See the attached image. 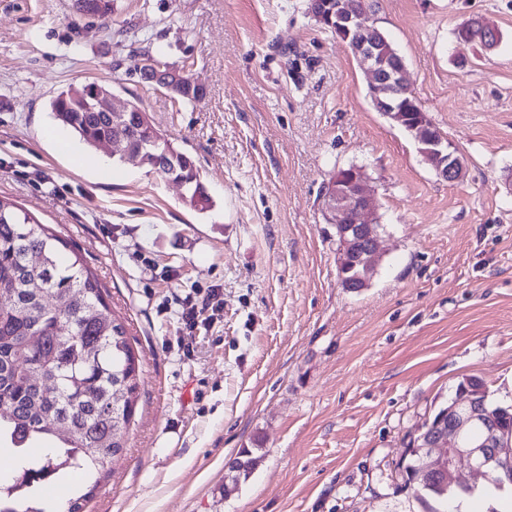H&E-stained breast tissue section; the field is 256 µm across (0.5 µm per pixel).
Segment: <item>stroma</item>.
<instances>
[{
    "instance_id": "stroma-1",
    "label": "stroma",
    "mask_w": 512,
    "mask_h": 512,
    "mask_svg": "<svg viewBox=\"0 0 512 512\" xmlns=\"http://www.w3.org/2000/svg\"><path fill=\"white\" fill-rule=\"evenodd\" d=\"M0 0V197L98 279L140 360L126 448L84 512H438L404 485L407 448L460 382L512 405V0H378L413 96L465 160L440 178L376 112L361 62L309 0ZM478 16L491 51L457 38ZM149 48L204 86L192 101L141 80ZM138 102L194 160L213 205L113 161L50 102L90 82ZM376 188L383 261L350 293L320 192L342 167ZM218 289L222 311L179 301ZM258 464L237 487L242 449ZM467 24L466 27L471 32L470 41H473V37L480 39L489 50H493L498 46L500 33L494 25L483 19H472L467 21Z\"/></svg>"
}]
</instances>
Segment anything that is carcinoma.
I'll return each instance as SVG.
<instances>
[{
  "label": "carcinoma",
  "mask_w": 512,
  "mask_h": 512,
  "mask_svg": "<svg viewBox=\"0 0 512 512\" xmlns=\"http://www.w3.org/2000/svg\"><path fill=\"white\" fill-rule=\"evenodd\" d=\"M118 127L110 112H93L88 101L60 92L51 102L54 117L88 145L123 136L133 144L147 136L135 122L142 107ZM155 151L166 153L183 174L184 202L205 211L211 199L199 171L186 152L154 129ZM60 239L44 225L0 199V447L12 450L13 467L24 480L8 484L0 472V512H19V498L36 484L64 478L74 471L87 480L67 502L65 512H82L98 488L101 475L124 448L138 400L139 360L124 324L112 317L97 278L77 262H64ZM68 298L67 306L50 302ZM32 448H47L41 456ZM258 463L252 451L241 452L230 481L249 477ZM410 456L405 487L422 502L443 505L470 495L457 487L438 486L441 479L418 476Z\"/></svg>",
  "instance_id": "carcinoma-1"
}]
</instances>
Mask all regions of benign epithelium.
<instances>
[{
    "mask_svg": "<svg viewBox=\"0 0 512 512\" xmlns=\"http://www.w3.org/2000/svg\"><path fill=\"white\" fill-rule=\"evenodd\" d=\"M309 11L320 25L335 27L347 40L356 31L364 35L351 44V49L366 65L368 96L376 110L414 138L420 154L440 178L448 182L461 180L465 165L456 147L448 139L434 134L435 127L424 110L414 114L407 111L405 62L395 52H379L380 33L370 23L369 11L353 8L345 0H310ZM467 28L487 49L498 46L500 33L491 23L472 19L467 21ZM140 71L175 97L192 94L198 84L187 70L154 58L143 59ZM94 110L124 113L129 111V106L125 103L115 107L112 92L99 86ZM321 202L326 222L335 229L339 279H344L346 270L355 271L354 280L342 287L352 292L362 291L371 285L383 258L371 180L356 166L345 175L335 172L321 189ZM480 396V392L463 383L448 406V415L439 417L433 434L427 438L426 448L422 449L426 470L448 480L450 485L460 483L457 471L461 463L486 479L492 474L491 463L512 465V445L502 444L494 430L487 432L483 441L468 448L461 447L471 424L479 418Z\"/></svg>",
    "mask_w": 512,
    "mask_h": 512,
    "instance_id": "benign-epithelium-1",
    "label": "benign epithelium"
}]
</instances>
